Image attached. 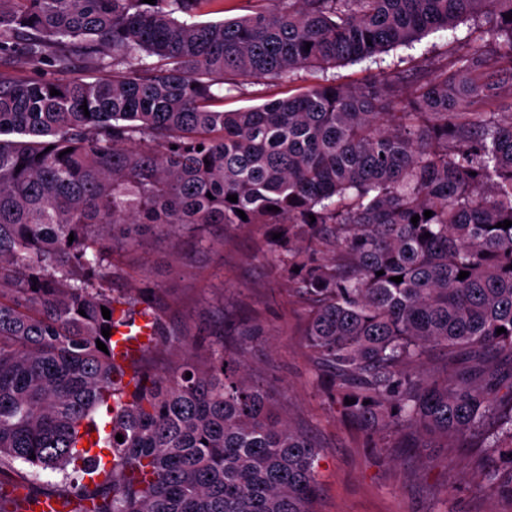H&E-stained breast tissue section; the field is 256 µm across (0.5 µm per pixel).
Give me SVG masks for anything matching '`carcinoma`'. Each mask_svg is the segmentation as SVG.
<instances>
[{
    "label": "carcinoma",
    "instance_id": "carcinoma-1",
    "mask_svg": "<svg viewBox=\"0 0 512 512\" xmlns=\"http://www.w3.org/2000/svg\"><path fill=\"white\" fill-rule=\"evenodd\" d=\"M224 4L0 0V61L54 74L0 72V512H19L20 465L62 472L68 512H316L319 449L244 355L217 337L204 365L158 374L116 363L102 335L139 316L166 336L141 300L112 296L117 249L244 222L281 234L342 411L475 448L512 494V226L497 227L512 221V0H257L197 20ZM466 17L499 52L480 40L412 90L390 70L220 108L226 85L368 59ZM80 62L112 76L75 77Z\"/></svg>",
    "mask_w": 512,
    "mask_h": 512
}]
</instances>
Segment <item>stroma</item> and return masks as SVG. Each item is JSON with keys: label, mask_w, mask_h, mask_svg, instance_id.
<instances>
[{"label": "stroma", "mask_w": 512, "mask_h": 512, "mask_svg": "<svg viewBox=\"0 0 512 512\" xmlns=\"http://www.w3.org/2000/svg\"><path fill=\"white\" fill-rule=\"evenodd\" d=\"M472 19L455 30L423 37L413 47L381 53L378 62H342L326 73L341 85H360L381 70L412 76L451 67L475 36ZM288 83L251 79L231 92L225 109L287 96ZM206 241L147 236L137 249L119 252L112 293L151 300L168 336L152 348L157 368L206 361L223 334L228 349L244 348L253 381L263 385L279 413L320 448L318 512H512V494L486 485L471 448L416 445L413 433H372L343 415L314 364L303 330L308 308L281 272L265 224H211ZM260 336L244 343L240 331ZM191 341L184 353L182 341Z\"/></svg>", "instance_id": "1"}]
</instances>
